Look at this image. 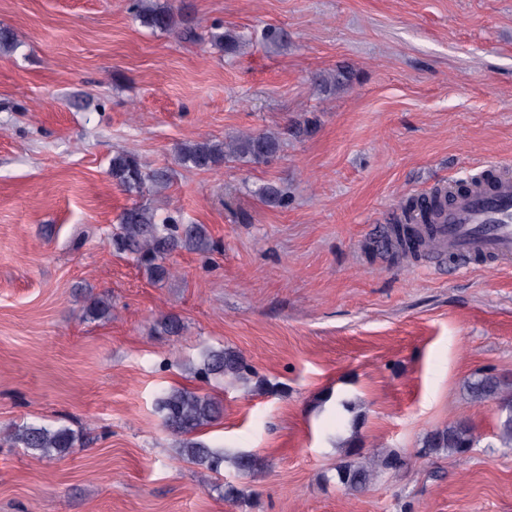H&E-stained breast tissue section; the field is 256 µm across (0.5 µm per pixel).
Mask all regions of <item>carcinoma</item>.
<instances>
[{
  "label": "carcinoma",
  "instance_id": "carcinoma-1",
  "mask_svg": "<svg viewBox=\"0 0 512 512\" xmlns=\"http://www.w3.org/2000/svg\"><path fill=\"white\" fill-rule=\"evenodd\" d=\"M130 10L145 26L168 30L174 26V15L156 6L153 0H131ZM212 44L230 54L241 43V36L230 31H213ZM279 134L257 132L224 140L203 139L185 143L175 151L178 164L198 171H210L230 160L264 163L280 151ZM110 175L117 185L128 192H139L144 186L161 188L167 183V172L152 170L134 154L118 153L112 157ZM259 194L270 206L288 205L286 193L272 185L260 189ZM400 244L422 241L416 228L401 224L392 228ZM112 248L129 254L150 279L162 281L173 275L172 255L180 250L205 251L211 248L206 228L202 224H183L173 217L157 220L144 205L126 208L120 217L119 231L110 237ZM88 312L94 317L119 318L117 307L99 298L89 299ZM205 375L242 378L251 373L250 365L238 352L231 349L209 350L202 359ZM466 391L474 402L493 401L499 411L496 437L503 448H512V379L491 372H476L466 381ZM155 410L165 430L174 438L173 459L188 461L209 472L219 474L229 460L241 474L259 471V462L247 453L227 456L222 448H213L199 439V433L216 421L221 406L215 398L201 395L183 387H172L156 400ZM9 442L15 448L40 458L63 460L76 447L79 436L66 426H54L40 421L25 422L12 428ZM476 445L474 428L466 420L428 433L424 448L429 454L462 455ZM374 448L366 454L364 448ZM376 444H365L354 434L346 441L345 458L336 465L333 478L347 495L357 496L391 471L403 465L396 451H377Z\"/></svg>",
  "mask_w": 512,
  "mask_h": 512
}]
</instances>
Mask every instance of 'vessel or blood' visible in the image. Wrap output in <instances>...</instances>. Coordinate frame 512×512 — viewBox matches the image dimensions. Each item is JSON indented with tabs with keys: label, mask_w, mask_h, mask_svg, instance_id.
Instances as JSON below:
<instances>
[{
	"label": "vessel or blood",
	"mask_w": 512,
	"mask_h": 512,
	"mask_svg": "<svg viewBox=\"0 0 512 512\" xmlns=\"http://www.w3.org/2000/svg\"><path fill=\"white\" fill-rule=\"evenodd\" d=\"M417 222L449 265L467 267L512 256V166L486 165L460 189L437 184L419 195Z\"/></svg>",
	"instance_id": "obj_1"
}]
</instances>
